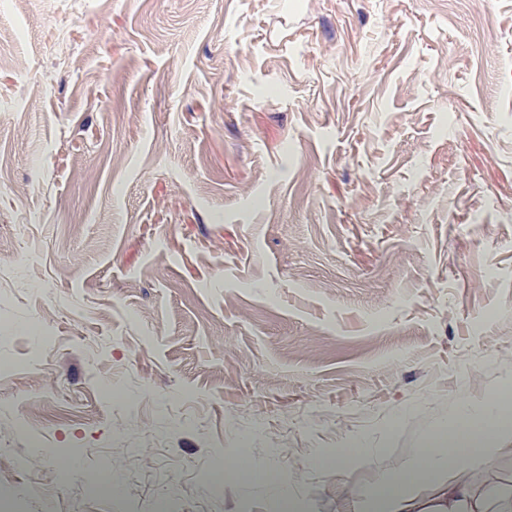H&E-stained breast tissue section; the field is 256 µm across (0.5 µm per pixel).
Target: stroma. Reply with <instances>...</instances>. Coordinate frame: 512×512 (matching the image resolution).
Here are the masks:
<instances>
[{
    "label": "stroma",
    "mask_w": 512,
    "mask_h": 512,
    "mask_svg": "<svg viewBox=\"0 0 512 512\" xmlns=\"http://www.w3.org/2000/svg\"><path fill=\"white\" fill-rule=\"evenodd\" d=\"M0 34L16 512H270L231 457L352 512L512 378V0H0ZM372 459V452L369 448L358 446L356 448H349L342 456L330 458L328 456L321 457L318 460L319 465L324 468L337 466H362L370 463Z\"/></svg>",
    "instance_id": "1"
}]
</instances>
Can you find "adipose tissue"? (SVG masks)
<instances>
[{"label": "adipose tissue", "mask_w": 512, "mask_h": 512, "mask_svg": "<svg viewBox=\"0 0 512 512\" xmlns=\"http://www.w3.org/2000/svg\"><path fill=\"white\" fill-rule=\"evenodd\" d=\"M502 392L480 413L463 410L443 420L418 455L362 491L365 512H486L467 468L477 460L512 454V414Z\"/></svg>", "instance_id": "obj_1"}]
</instances>
